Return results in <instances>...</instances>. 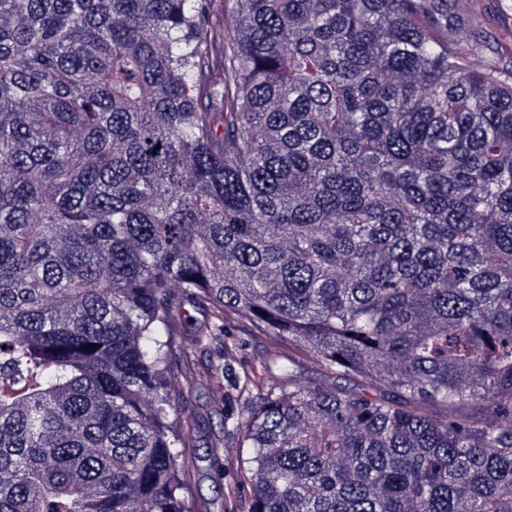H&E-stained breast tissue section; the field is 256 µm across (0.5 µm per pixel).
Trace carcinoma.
<instances>
[{"label": "carcinoma", "mask_w": 512, "mask_h": 512, "mask_svg": "<svg viewBox=\"0 0 512 512\" xmlns=\"http://www.w3.org/2000/svg\"><path fill=\"white\" fill-rule=\"evenodd\" d=\"M485 23L0 0V512H190L187 302L198 343L235 316L288 345L228 419L250 512H512V67Z\"/></svg>", "instance_id": "obj_1"}]
</instances>
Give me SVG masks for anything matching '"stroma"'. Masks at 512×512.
I'll list each match as a JSON object with an SVG mask.
<instances>
[{"label": "stroma", "instance_id": "1", "mask_svg": "<svg viewBox=\"0 0 512 512\" xmlns=\"http://www.w3.org/2000/svg\"><path fill=\"white\" fill-rule=\"evenodd\" d=\"M205 315L204 309L186 306L179 319L185 352L171 366L177 382L188 385L183 415L186 494L192 512H249L251 490L235 449L237 438L224 429L225 416L237 411L244 400L236 386L238 364L224 362V339L242 342L244 355L251 358L275 347L278 340L229 320L224 335L196 343L193 324ZM229 482L236 484L237 492L228 497L224 486Z\"/></svg>", "mask_w": 512, "mask_h": 512}]
</instances>
